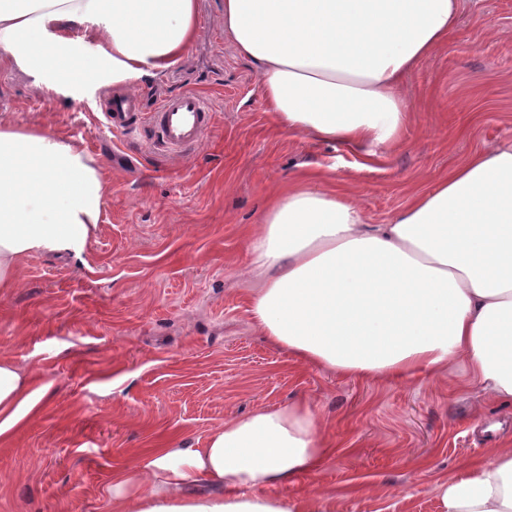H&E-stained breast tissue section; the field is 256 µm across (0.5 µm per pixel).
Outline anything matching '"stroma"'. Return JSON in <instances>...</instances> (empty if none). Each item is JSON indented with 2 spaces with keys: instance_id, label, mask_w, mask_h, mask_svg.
<instances>
[{
  "instance_id": "35a3bbf8",
  "label": "stroma",
  "mask_w": 512,
  "mask_h": 512,
  "mask_svg": "<svg viewBox=\"0 0 512 512\" xmlns=\"http://www.w3.org/2000/svg\"><path fill=\"white\" fill-rule=\"evenodd\" d=\"M199 2L186 56L135 92L151 105L194 89L213 104L214 126L178 155L149 128L112 133V90L50 98L0 64V119L70 140L108 184L84 250L26 257L0 292V356L50 387L0 443V512H111L103 486L140 455L202 447L226 419L300 400L332 452L278 493L327 495L338 512H438L435 482L512 446V407L487 400L461 361L379 381L272 347L249 313L248 238L305 172L347 185L382 224L472 152L511 142L512 0H465L454 35L408 78L410 122L378 159L280 128L257 68L224 36V0Z\"/></svg>"
}]
</instances>
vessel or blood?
Returning <instances> with one entry per match:
<instances>
[{
	"label": "vessel or blood",
	"mask_w": 512,
	"mask_h": 512,
	"mask_svg": "<svg viewBox=\"0 0 512 512\" xmlns=\"http://www.w3.org/2000/svg\"><path fill=\"white\" fill-rule=\"evenodd\" d=\"M214 108L203 94L185 90L167 96L151 110H142L138 100L124 97L109 104L104 113L113 132L130 136L148 125L155 146L179 154L196 145L214 124Z\"/></svg>",
	"instance_id": "1"
}]
</instances>
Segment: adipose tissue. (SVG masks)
<instances>
[{"label": "adipose tissue", "mask_w": 512, "mask_h": 512, "mask_svg": "<svg viewBox=\"0 0 512 512\" xmlns=\"http://www.w3.org/2000/svg\"><path fill=\"white\" fill-rule=\"evenodd\" d=\"M462 0H224V34L255 64L278 125L366 156L398 145L406 77L455 31ZM198 0H0V49L46 96L128 90L163 75L197 33ZM80 37H71V30ZM106 183L95 160L40 128L0 123V290L32 254L81 252ZM261 282L250 313L298 362L345 376L442 374L457 360L491 401L512 405V142L488 146L414 191L386 223L312 173L249 238ZM49 391L0 356V441ZM329 449L314 406L232 417L200 448H160L115 472L119 512H331L323 495L270 494L316 472ZM206 482L223 496L186 499ZM439 512H512V448L434 487Z\"/></svg>", "instance_id": "1"}]
</instances>
